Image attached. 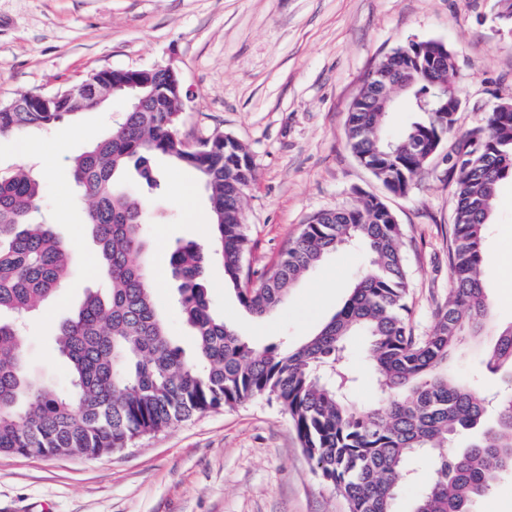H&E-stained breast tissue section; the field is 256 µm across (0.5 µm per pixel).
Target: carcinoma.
Returning a JSON list of instances; mask_svg holds the SVG:
<instances>
[{
  "label": "carcinoma",
  "mask_w": 512,
  "mask_h": 512,
  "mask_svg": "<svg viewBox=\"0 0 512 512\" xmlns=\"http://www.w3.org/2000/svg\"><path fill=\"white\" fill-rule=\"evenodd\" d=\"M412 87L406 111L416 118L400 135L384 127L373 90L366 88L348 113L353 152L373 166L384 185L406 191L429 153L454 128L450 112H425L430 91L426 66L448 59V91L458 92L452 54L438 41L406 47ZM121 69L89 75L55 93L48 105L23 94L0 105V136L48 130L72 115L87 84L104 101L124 98ZM112 130L73 161V174L92 199L85 223L99 247V272L110 288L90 294L59 324L54 343L69 362V386L57 390L25 365L19 324L0 319V453L22 457H94L124 448L195 413L233 408L265 397L291 419L301 446L321 479L346 501L348 512H396L413 465L429 459L432 477L416 494L413 512H471L477 498L504 472H512V326L490 324L492 288L484 277V244L499 184L512 180V112H487L460 133L449 174L454 183L450 236V300L424 335L410 324L409 281L402 228L386 204L370 196L358 206L318 213L261 273L245 265L248 238L242 194L253 162L240 142L210 138L201 153L181 149L182 104L175 96L141 89ZM166 156L197 172L209 191L214 252L225 281L250 314L275 310L324 257L342 246H361L369 257L344 306L298 346L256 347L210 305L208 255L194 242L171 257L180 312L194 337L192 359L170 340L143 261L148 197L163 186L153 166ZM139 175L135 191L120 179L129 165ZM42 183L19 169L0 176V314L26 315L62 288L73 255L54 225L41 219ZM358 333L369 337L378 399L352 400L356 377L339 353ZM472 345L486 368L508 373L492 403L467 378L449 370Z\"/></svg>",
  "instance_id": "carcinoma-1"
}]
</instances>
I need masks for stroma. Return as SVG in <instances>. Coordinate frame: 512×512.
Segmentation results:
<instances>
[{"instance_id": "stroma-1", "label": "stroma", "mask_w": 512, "mask_h": 512, "mask_svg": "<svg viewBox=\"0 0 512 512\" xmlns=\"http://www.w3.org/2000/svg\"><path fill=\"white\" fill-rule=\"evenodd\" d=\"M496 0H0V103L51 94L106 69L174 66L187 108L179 132L188 145L229 134L249 151L253 178L244 199L250 240L246 263L271 267L316 213L361 199L383 200L403 230L410 322L433 323L450 286L448 242L452 139H445L407 194L390 192L352 152L346 121L368 73L411 42L437 40L454 54L465 131L499 101L512 100V28ZM123 101L96 107L60 128L0 136V175L36 172L49 220L74 243L66 288L24 327L32 373L62 386L67 359L54 349L55 324L70 317L87 289L99 288L98 249L82 213L73 157L105 136ZM166 189L151 198L146 261L157 277L155 302L172 341L192 351L170 274L177 245L209 251L211 304L252 344L298 345L339 311L365 267L355 248L328 254L273 312L256 317L224 282L212 254L209 199L195 173L160 157ZM492 321L512 326V181L498 190L486 245ZM366 339L352 337L344 363L358 375L353 397L378 396L367 369ZM0 512H346L315 473L287 415L264 398L196 414L128 447L96 457L0 455Z\"/></svg>"}]
</instances>
